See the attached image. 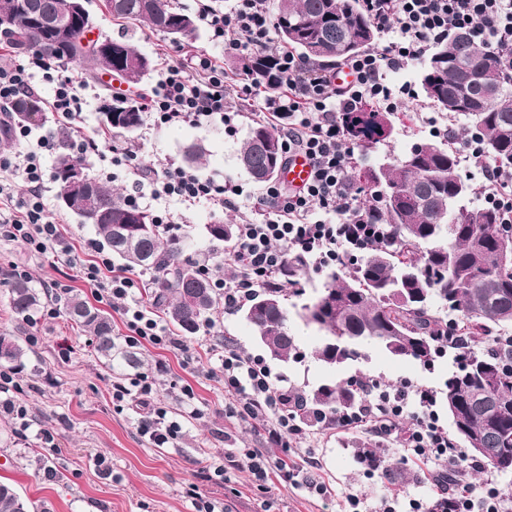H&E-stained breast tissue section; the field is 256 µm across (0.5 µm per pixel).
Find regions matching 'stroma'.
Listing matches in <instances>:
<instances>
[{
	"instance_id": "35a3bbf8",
	"label": "stroma",
	"mask_w": 512,
	"mask_h": 512,
	"mask_svg": "<svg viewBox=\"0 0 512 512\" xmlns=\"http://www.w3.org/2000/svg\"><path fill=\"white\" fill-rule=\"evenodd\" d=\"M88 8L95 13L102 35L130 39L157 63L213 49L208 33L202 29L176 44L148 27L113 22L101 15L98 0H90ZM419 69V64L414 63L389 74L395 86L410 85L413 95L402 108L390 113L392 133L388 145L380 147V154L397 155L448 135L447 116L420 90ZM103 105L100 84L90 83L83 123L88 133L98 134L102 144L119 149L137 146L144 163L155 168L172 159L182 160L188 144H202L206 157L201 174L241 185L246 197L242 213L258 208L262 187L238 167L235 159L249 124L260 113L257 102L229 97L226 109L236 115L229 124L166 127L148 120L129 137L104 132L100 120ZM113 186L121 195H137L140 207L151 215H172L180 226L179 237L188 242L185 259L194 262L207 254L214 262L223 263V245L211 242L203 227L218 221L240 223L242 213L215 211L205 203L189 206L175 199H153L152 184L147 178L138 185L120 178ZM16 269L27 271L46 296L23 332L28 357L15 374L19 388L13 399L27 409L30 427L20 430L18 420L0 413V480L14 484L22 498L37 505L40 512H195L188 495L193 483L203 498L219 502L224 512H341L350 494L360 498L362 512H377L382 496L391 488L379 472L360 463L357 450L365 445L383 448L395 466L408 472L405 494L413 498L427 496L429 466L406 461L398 439L381 438L360 428L322 424L308 426L303 442L308 456L298 465L311 469L327 486L325 496L305 488L258 485L244 466L228 468L221 477L196 479L195 473L206 454L220 455L228 448L264 445L260 421L225 414L224 377L210 351L214 341L225 338L246 354L262 355L251 327L239 315L220 312L214 317L212 334L189 339L187 351L141 346L137 349L144 361L141 368L113 371L97 359L87 333L73 328L65 316H47L57 306L55 284L88 296L92 295V288L75 270L52 266L47 257L5 238H0V333L16 330L6 292V283ZM292 332L298 339L300 357L269 363L286 388L308 389L326 381L364 375L386 382L408 378L440 390L449 371L459 366L451 352L425 366L369 347L363 357L334 371L313 355L316 330L296 319ZM141 375L157 381L149 404L133 399L124 410H116L112 403L113 383L126 384ZM184 386L193 391L191 402L182 400L180 389ZM151 404L167 407L182 426L180 437L169 447H154L137 432V422ZM54 443L59 446L55 452L50 449ZM99 454L105 457L101 466L95 463Z\"/></svg>"
}]
</instances>
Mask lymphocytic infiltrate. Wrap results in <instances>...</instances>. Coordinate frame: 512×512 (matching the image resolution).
Returning <instances> with one entry per match:
<instances>
[{
    "mask_svg": "<svg viewBox=\"0 0 512 512\" xmlns=\"http://www.w3.org/2000/svg\"><path fill=\"white\" fill-rule=\"evenodd\" d=\"M361 5L377 31L394 34L395 39L383 51L345 59V67L355 77L349 87L335 85L332 69L304 62L277 44L268 0H238L228 13L208 0H197V19L213 41L241 54L274 55L285 92L268 93L247 75L227 79L216 57L201 52L165 62L150 91L139 97L141 111L159 126L228 123L232 117L224 104L230 95L258 100L262 111L279 120L276 131L284 155L300 152L311 162L313 176L303 189L291 190L275 180L263 186L257 216L244 217L236 226L235 247L224 254L225 263L236 269L232 279H225L210 258L200 263L201 272L223 294L225 310L242 305L256 289L279 285L278 273L292 256H303L312 266L322 267L382 239L383 225L370 223L364 216L359 192L347 178L359 154L341 117L359 111L368 99L387 112L401 108L408 89L392 88L387 72L404 68L459 32L488 51L512 54V0H361ZM37 75L53 86L56 130L37 137L31 127L15 126L19 149L0 153V235L77 268L96 296L123 318L130 344L182 348V341L137 296L141 273L116 269L96 242H86L79 256L65 240L63 218L45 198V160L56 152L63 136L83 155H98L99 149L95 137L83 130L87 84L79 73H65L56 59L31 52L16 64L0 60V112H15L21 98L33 95L32 79ZM465 148L482 174L477 193L500 212L503 223L512 224V175L487 163L478 137L467 140ZM151 174L156 198H174L188 205L205 202L217 211L239 208L242 190L231 181L202 175L173 161ZM20 183L27 191L18 200L14 193ZM218 358L230 414L243 420L262 419L266 443L283 451L273 458L258 448L245 449L255 480L273 477L284 486L302 485L326 494L324 483L301 478L292 461L300 453L306 431L301 419L283 407L278 379L265 361L229 344L221 348ZM357 385L362 404L355 413L337 417V426L362 427L379 437L399 435L410 456L434 462L432 493L424 499H409V512H512V497L504 495L494 479H487L479 492L449 491V471L478 470L482 464L458 448L441 424L433 387L406 378L385 384L371 377L358 378ZM406 419L411 426L404 431L400 424Z\"/></svg>",
    "mask_w": 512,
    "mask_h": 512,
    "instance_id": "f902f5d3",
    "label": "lymphocytic infiltrate"
}]
</instances>
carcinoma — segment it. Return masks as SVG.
<instances>
[{
    "label": "carcinoma",
    "mask_w": 512,
    "mask_h": 512,
    "mask_svg": "<svg viewBox=\"0 0 512 512\" xmlns=\"http://www.w3.org/2000/svg\"><path fill=\"white\" fill-rule=\"evenodd\" d=\"M70 4L0 0V32L11 48L41 53L52 37L39 27L37 17ZM273 8L278 44L311 62L336 65L376 39L377 29L359 0H273ZM112 18L175 39L196 31L195 17L174 10L170 0H112ZM90 21L87 12L78 17L71 40L58 42L51 57L87 63V77L100 82L109 95L103 126L114 134L132 135L142 125L143 114L134 99L112 96L102 75L138 84L154 70V60L122 39H106L112 56L97 54L96 46L83 43ZM475 62L487 76L480 90L464 80L465 70ZM232 68L256 77L270 92L283 85L267 53L246 57ZM419 78L427 99L448 118L468 121L469 129L481 135L490 160L504 170L512 168V64L458 33L426 58ZM17 119L33 128L47 122L31 98L22 104ZM344 124L366 157L391 134L385 113L369 104L345 113ZM282 154L274 121L263 117L248 128L236 163L262 183L277 177ZM76 169H85L84 159L63 138L54 172L61 202L72 193L66 175ZM429 173L435 177L428 178ZM356 174L370 187L363 203L370 221L389 225L391 233L365 249L349 272H332L323 288L301 305L298 317L320 333L316 359L334 369L360 359L373 345L396 358L425 364L442 350L467 343L471 350L458 370L448 373L442 400L456 438L475 449L473 456L501 474H512V224L499 223L490 207L467 205L476 186L460 173L447 140L418 144L382 163L365 159ZM66 209L94 227L121 268L149 274L148 300L181 336L192 338L210 326L211 316L224 306V295L194 263L182 258V239L162 241L146 211L116 200L107 185L90 177L83 196ZM204 230L212 242L234 241L230 224H206ZM302 266L299 260L288 262L280 275L288 287H263L236 309L272 360L286 363L298 354L288 298L305 295ZM7 287L16 321L30 322L41 304V289L27 278H14ZM56 301L72 323L92 336L95 354L107 367L142 366L141 357L114 336L111 313L68 290ZM26 355L23 337L0 334V365L22 367ZM361 401L359 390L348 381L283 391L285 408L326 426L336 425V414L357 410ZM479 447L486 451H477ZM358 455L391 484L403 481L402 474L386 464L384 449L365 446ZM0 512H30L7 482H0Z\"/></svg>",
    "instance_id": "carcinoma-1"
}]
</instances>
